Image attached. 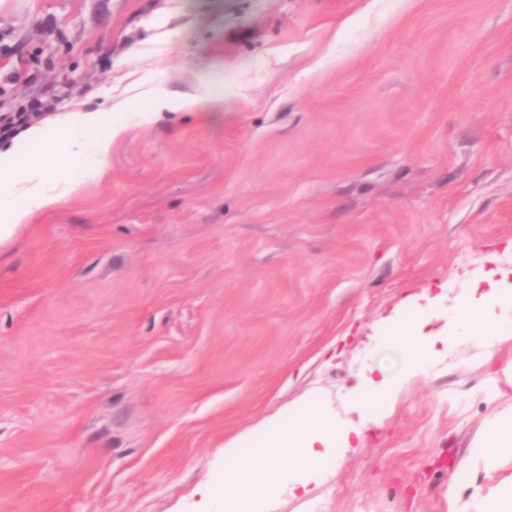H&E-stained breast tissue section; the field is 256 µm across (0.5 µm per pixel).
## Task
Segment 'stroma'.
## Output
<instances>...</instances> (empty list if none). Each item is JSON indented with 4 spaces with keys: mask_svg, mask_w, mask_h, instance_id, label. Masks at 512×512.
<instances>
[{
    "mask_svg": "<svg viewBox=\"0 0 512 512\" xmlns=\"http://www.w3.org/2000/svg\"><path fill=\"white\" fill-rule=\"evenodd\" d=\"M154 89L224 119H149ZM36 100L123 130L0 253V512L223 494L225 442L401 369L364 343L410 295L512 266V0H0V116ZM511 372L461 344L273 512H474Z\"/></svg>",
    "mask_w": 512,
    "mask_h": 512,
    "instance_id": "stroma-1",
    "label": "stroma"
}]
</instances>
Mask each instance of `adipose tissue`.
<instances>
[{"mask_svg": "<svg viewBox=\"0 0 512 512\" xmlns=\"http://www.w3.org/2000/svg\"><path fill=\"white\" fill-rule=\"evenodd\" d=\"M152 109L196 112L216 123L224 117V99L204 91L182 97L158 93ZM53 126L50 136L39 124L22 131L30 146L26 155L0 151V251L22 238L36 213L69 197L75 186L67 180L68 172L79 169L95 181L108 175L103 160L122 131L111 109L79 105L57 116ZM445 298L442 292L425 296L414 306L418 314L414 320L394 313L393 341L402 352L404 369L392 377H378L370 370L358 375L349 392L358 423L337 420L320 396L310 392L263 421L265 437L257 446L242 449L238 437L226 442L224 512H270L280 496H306L310 485L323 478L324 467L338 446L361 439L365 421L392 408L428 361L447 355L455 344V336L448 332L426 335L421 331L423 320L439 312ZM455 311L467 340L484 352L512 340V278L502 277L481 293L468 291Z\"/></svg>", "mask_w": 512, "mask_h": 512, "instance_id": "ef3b65f1", "label": "adipose tissue"}]
</instances>
